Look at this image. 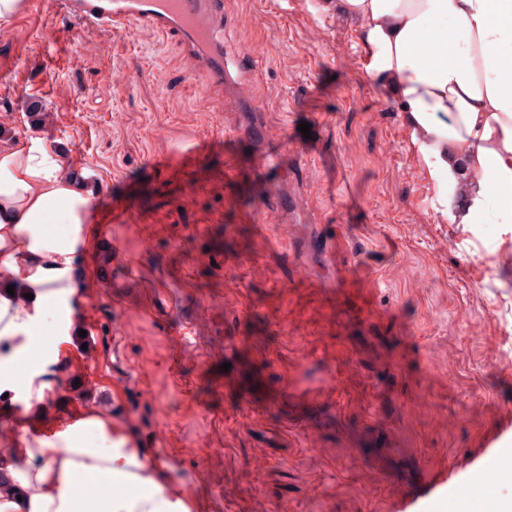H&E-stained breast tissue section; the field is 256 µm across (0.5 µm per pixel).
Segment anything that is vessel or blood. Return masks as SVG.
I'll return each mask as SVG.
<instances>
[{"label": "vessel or blood", "instance_id": "1", "mask_svg": "<svg viewBox=\"0 0 512 512\" xmlns=\"http://www.w3.org/2000/svg\"><path fill=\"white\" fill-rule=\"evenodd\" d=\"M63 13L83 27L132 33L140 28L177 33L193 78L203 88H223L224 109L240 111L252 101L253 77L235 69L224 53V0H60ZM159 364L171 393L194 398L183 376V344L165 340Z\"/></svg>", "mask_w": 512, "mask_h": 512}]
</instances>
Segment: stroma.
<instances>
[{"mask_svg":"<svg viewBox=\"0 0 512 512\" xmlns=\"http://www.w3.org/2000/svg\"><path fill=\"white\" fill-rule=\"evenodd\" d=\"M23 2L0 24V146L40 136L94 190L76 316L124 369L93 376L71 349L36 421L105 409L150 450L163 402L177 442L199 446L164 465L192 512H437L476 482L511 501L512 240L431 209L350 23L315 0H224V50L256 70V111L228 112L223 91L194 86L178 36ZM251 41L256 63L239 55ZM272 127L288 143L262 136ZM190 146L196 160L163 164ZM233 164L248 185L225 184ZM123 303L153 321L109 320ZM181 329L186 380L216 414L204 427L182 398L124 381L162 347L121 337Z\"/></svg>","mask_w":512,"mask_h":512,"instance_id":"35a3bbf8","label":"stroma"}]
</instances>
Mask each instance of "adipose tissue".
Masks as SVG:
<instances>
[{
	"label": "adipose tissue",
	"instance_id": "1",
	"mask_svg": "<svg viewBox=\"0 0 512 512\" xmlns=\"http://www.w3.org/2000/svg\"><path fill=\"white\" fill-rule=\"evenodd\" d=\"M318 9L354 21L363 74L398 106L435 202L462 187L449 219L512 231V0H318ZM446 27L453 40L424 42ZM92 213V193L62 174L41 137L0 148V394L13 389L23 360L42 355L25 377V407L52 397L49 374L73 333L77 258L88 251ZM11 285L27 299L9 295ZM48 316L57 337L36 345ZM0 474L16 488L0 498V512H190L132 435L92 409L52 433H23L0 453Z\"/></svg>",
	"mask_w": 512,
	"mask_h": 512
}]
</instances>
